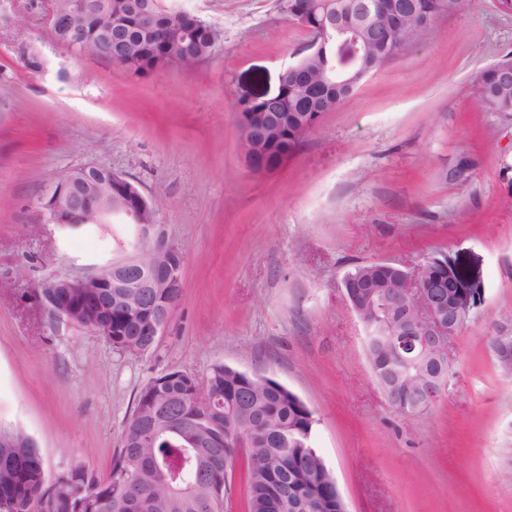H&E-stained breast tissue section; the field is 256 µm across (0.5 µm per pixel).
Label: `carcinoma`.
<instances>
[{
	"label": "carcinoma",
	"instance_id": "1",
	"mask_svg": "<svg viewBox=\"0 0 512 512\" xmlns=\"http://www.w3.org/2000/svg\"><path fill=\"white\" fill-rule=\"evenodd\" d=\"M56 0V8L72 17L75 27L83 26L82 11L97 8L101 0ZM420 9L440 19L470 10L473 0H418ZM358 0H280V9L294 12L305 5L310 22L326 17L332 22L355 26L360 42L383 38V45L371 46L354 64V69L379 71L420 39L411 22L390 34L382 23L356 9ZM125 15L124 51L126 69L136 76L156 74L155 65L165 60L170 68L194 60L198 67L214 56L216 44L206 33L184 35V19L167 0H112V11ZM150 13L155 27L144 30L138 17ZM337 64L334 41L311 48L298 62L316 74ZM512 64L505 58L483 69L477 79V94L491 112L512 113V87L499 83L498 71ZM359 88L332 84L310 91L289 83L288 98L278 104L282 114L279 137L269 144L258 163L270 168L284 155H291L303 142L294 136L301 118L321 120L354 97ZM112 346L132 355L146 353L153 346L151 336L106 337ZM159 385L145 386L139 393L131 420L124 429L122 448L114 458L109 475L96 476L77 463L68 468L66 480L48 477L40 449L28 447L31 437L23 430L0 427V437L20 444L0 448V512H33L31 504H42L41 512H132L129 496L142 502L138 512H224L228 478L235 459L244 458L247 512H289L288 499L295 494L292 479L305 487H322L331 469L314 446V412L299 406L275 381L258 385L249 409L238 413L236 422L249 436L246 447L226 445L227 412L233 409L242 389L237 375L224 364L212 365L205 376L204 394L195 393L197 376L172 372L157 378ZM183 411L193 421L178 433H153L162 423L166 409Z\"/></svg>",
	"mask_w": 512,
	"mask_h": 512
}]
</instances>
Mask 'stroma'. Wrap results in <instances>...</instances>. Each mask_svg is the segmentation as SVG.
Segmentation results:
<instances>
[{"label":"stroma","instance_id":"1","mask_svg":"<svg viewBox=\"0 0 512 512\" xmlns=\"http://www.w3.org/2000/svg\"><path fill=\"white\" fill-rule=\"evenodd\" d=\"M175 2L222 39L207 64L151 77L75 59L42 6L0 15V424L37 441L48 474L81 462L104 477L143 387L221 362L315 411L349 512H512V369L491 345L512 333V117L476 92L512 52V10L475 0L442 17L284 166L255 175L233 106L275 93L310 35L279 0ZM22 41L41 71L20 62ZM92 165L133 177L185 252L182 297L142 355L52 323L33 295L40 276L88 271L134 236L119 215L70 228L38 208L60 173ZM439 253L475 304L448 346L445 393L406 417L373 378L342 281L360 264L413 268Z\"/></svg>","mask_w":512,"mask_h":512}]
</instances>
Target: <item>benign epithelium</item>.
<instances>
[{"label":"benign epithelium","instance_id":"7a95c632","mask_svg":"<svg viewBox=\"0 0 512 512\" xmlns=\"http://www.w3.org/2000/svg\"><path fill=\"white\" fill-rule=\"evenodd\" d=\"M372 11L391 15L408 13L414 8L411 0H402L387 7L371 3ZM47 23L57 42L69 53L81 34L69 27V19L50 9ZM313 40L333 35L339 58L337 72L350 67L352 56L359 55L358 34L340 26L311 29ZM124 41L121 24L112 26L105 44L106 58L113 61ZM284 85L278 93L261 96L265 105L259 121L250 130V138L242 139L245 163L257 172L254 144L264 141L275 129L273 112ZM89 183L76 188L56 182L38 199V207L48 222L66 227L101 224L111 214H121L134 227L135 244L111 263L80 274L48 273L36 283L43 310L54 323H65L87 330H106V335L161 336L168 325L183 288V249L170 242L162 231L152 202L133 181L103 166L89 167ZM448 270V280L435 271L430 261L414 269L391 261H376L380 274L375 280L359 275L343 280L344 298L364 329L374 316L386 317L387 331L392 336L385 348L400 368L398 376L387 381L383 394L390 398L397 389L410 384L407 370L423 369V380L412 385L418 405L430 402L447 387L449 371L448 345L463 320L469 315L473 293L466 278L450 259L440 261ZM132 295L138 307L129 313L137 323L130 332L125 323L112 327V311L104 304ZM316 512H348L336 478H331L325 495L310 502Z\"/></svg>","mask_w":512,"mask_h":512}]
</instances>
